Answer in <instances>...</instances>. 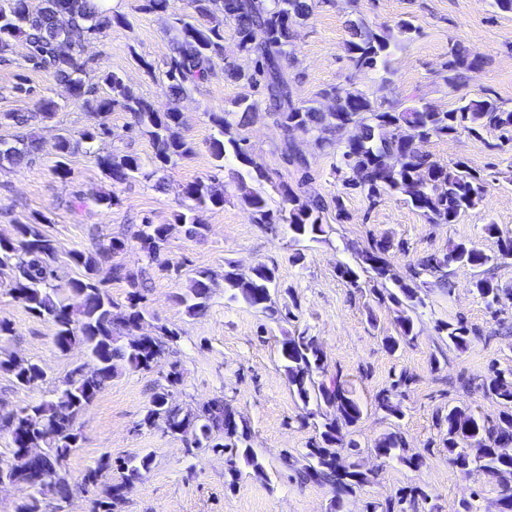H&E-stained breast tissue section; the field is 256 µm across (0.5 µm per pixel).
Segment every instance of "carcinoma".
<instances>
[{"instance_id": "obj_1", "label": "carcinoma", "mask_w": 512, "mask_h": 512, "mask_svg": "<svg viewBox=\"0 0 512 512\" xmlns=\"http://www.w3.org/2000/svg\"><path fill=\"white\" fill-rule=\"evenodd\" d=\"M313 0H186V10L176 19L172 37V54L167 62L166 77L172 96L180 98L199 84L208 81L219 63L224 73L235 79L252 83L263 81L268 115L283 133L281 151L285 161L301 170L310 163L296 148L292 139L295 131L313 137L322 152H340L339 166L350 176L344 187L361 189L374 199L383 193L400 195L405 202L418 209L434 224H454L459 216L477 208L485 195V179L458 160L448 165L432 161L417 148V143L433 136H456L467 132L475 137L481 133H498L499 140L512 141V109L504 108L488 91L477 98L464 100L456 109L441 112L432 104L418 99L403 109L385 110L359 89L337 88L323 91L333 99L331 110L325 112L294 99L292 78L284 68L283 60L294 54L295 27L298 20L312 12ZM124 22L120 14H109L97 0H41L33 9L30 0H8L0 9V63L12 61L17 42L27 44L31 53L25 62L32 69L51 77L71 89V100L83 107L106 114L120 105L131 114L130 128L146 134L155 146L152 159L154 170H145L143 161L133 155L119 156L113 152L96 155V162L112 185L125 184L141 177L148 180L165 168L174 157H185L191 147L176 129L182 124V113L173 108L161 110L152 103L134 95L116 74L103 70L100 80L110 89L106 96L97 95L96 88L86 80L89 60L83 57V42L97 38L114 24ZM230 30L238 40L240 51L255 57L257 70L245 74L224 62V34ZM354 40L347 45L350 61L358 68L382 67L392 74L393 49L416 31L409 21H402L396 29L382 33L360 25H353ZM483 58L455 45L445 64V80L453 84L467 72L478 71ZM240 119L232 123L228 115H215L213 122L219 136L212 139L210 150L217 169L224 168V158L231 153L244 165L250 164L247 138L238 128L245 126L255 104L246 98L235 102ZM58 103L43 97L34 112H6L0 115V126L14 129L12 140L0 139V159L13 164L33 160L39 153L41 141L35 126L54 118ZM352 130L344 143L336 135ZM108 128L100 125L77 134L63 131L57 135L58 160L53 171L58 178H71L67 158L83 142L103 140ZM243 202L257 215L259 223L272 229L285 224L292 240L319 242L326 235L322 214L328 204L322 199L302 197L286 182L273 186L282 198V207H270L271 197L261 187L248 188L244 176L238 175ZM185 210L175 214V223L185 228L190 238L201 237L207 230L197 212L224 205V192L212 185V179H198L183 189ZM47 222L43 214L33 216L26 224L14 227V236H0V269H8L11 278L7 292L21 302L34 316L52 323L56 328L54 344L63 354L75 347L86 350L88 371L76 374L67 371L62 379L49 378L42 366L6 349L0 350V371L10 374L19 387H50L49 397L39 403L23 407L10 420L0 418V429L8 431L12 473L27 479L28 473L39 471L49 479L48 488L29 494L15 506V512H47L46 496L55 501L52 512L71 501L90 485L98 484L101 473L109 467L104 463L86 471L79 480L71 478L66 462L82 440L79 417L93 403L119 369L148 370L164 359L177 343L179 332L165 324L155 326V333L139 334L145 320L143 295L137 274L114 258L128 246L125 237L99 239L88 251L75 250L68 263L83 270L80 278H67L56 265V249L52 239L41 229ZM173 229L171 224H142L133 233L144 257L157 260L162 246ZM392 247L390 239L373 240L369 249L357 255L356 266L342 264L340 275L355 284L360 274L394 289L390 299L401 307L398 337L387 339V348L395 351L402 343L416 336L415 322L410 312L421 303L416 288L398 276L385 258ZM494 258L466 241L448 245L444 255L427 254L417 259L410 268L414 278L422 274L447 279L444 268L456 264L478 270L473 280L477 294L492 307L511 296L502 288L487 265ZM109 267L111 278L125 280L132 291L126 302L116 300L104 281L95 273ZM224 287L230 299H243L251 307L267 313L294 317L297 299L285 291L282 301L273 298L278 289L276 270L259 263L246 273L229 265L223 282L206 272L198 271L188 280L186 291L177 296L187 313H202L214 289ZM448 344L464 350L469 344L470 329L462 320L447 324ZM283 367L292 391L310 412L318 416V437L309 443L303 454V463L297 469L302 481L329 484L335 492L334 509L341 512L345 498L355 489L368 484L378 471L363 466L356 457L361 445L351 438L350 429L363 416L361 404L345 388L339 375L328 374L325 354L317 337L303 330L287 335L281 342ZM178 362L169 363L166 384L159 386L151 396L150 407L138 427L161 428L177 434L186 442L185 451L194 453L199 448H210L227 454L230 470H236V459L243 456L247 465L257 474L264 473L262 464L250 448L243 447L249 437L247 423L238 418L235 408L217 396L202 404L195 412H185L173 404L172 388L181 381ZM406 379L400 377L391 388L378 397V407L387 415L398 418L402 411L395 401L396 391ZM483 394L497 401L501 412L497 421L486 423L468 413L465 406H453L438 418L443 427V447L448 462L461 473L468 474L476 465L502 486L498 499L499 512H512V372L506 374L491 369L482 386ZM373 455L385 462L398 459L410 467L420 466L418 454H406L402 437L396 431L383 434L371 449ZM153 463L146 454L137 462L123 467L122 482L109 485L103 496L93 502L91 512H114L123 498L124 482L138 478L141 471ZM430 493L422 486L402 490L396 499L383 504H369L365 512H420L428 503Z\"/></svg>"}]
</instances>
